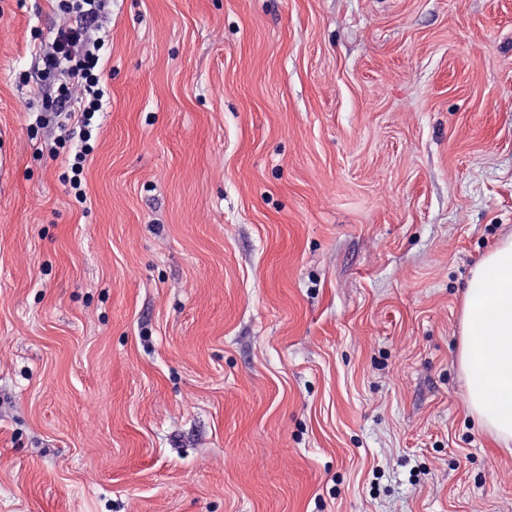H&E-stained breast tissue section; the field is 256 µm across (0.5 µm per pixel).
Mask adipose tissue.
Instances as JSON below:
<instances>
[{"mask_svg": "<svg viewBox=\"0 0 512 512\" xmlns=\"http://www.w3.org/2000/svg\"><path fill=\"white\" fill-rule=\"evenodd\" d=\"M458 362L469 414L498 446H512V236L472 272L462 301Z\"/></svg>", "mask_w": 512, "mask_h": 512, "instance_id": "obj_1", "label": "adipose tissue"}]
</instances>
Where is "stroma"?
<instances>
[{"label": "stroma", "mask_w": 512, "mask_h": 512, "mask_svg": "<svg viewBox=\"0 0 512 512\" xmlns=\"http://www.w3.org/2000/svg\"><path fill=\"white\" fill-rule=\"evenodd\" d=\"M0 0V512H512L457 364L512 234V0H112L63 160Z\"/></svg>", "instance_id": "35a3bbf8"}]
</instances>
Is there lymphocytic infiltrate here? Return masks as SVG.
<instances>
[{
    "instance_id": "f902f5d3",
    "label": "lymphocytic infiltrate",
    "mask_w": 512,
    "mask_h": 512,
    "mask_svg": "<svg viewBox=\"0 0 512 512\" xmlns=\"http://www.w3.org/2000/svg\"><path fill=\"white\" fill-rule=\"evenodd\" d=\"M57 7L62 13H73L86 21L82 27L59 29L51 51L42 57L45 73L56 72L62 77L56 103L61 114L72 123L64 134L79 136L82 141L81 149L67 158L66 164L70 188L76 201L83 203L87 200L82 188L84 162L92 150L93 119L102 110L105 95L100 75L102 40L90 23L103 15L106 0H57Z\"/></svg>"
}]
</instances>
